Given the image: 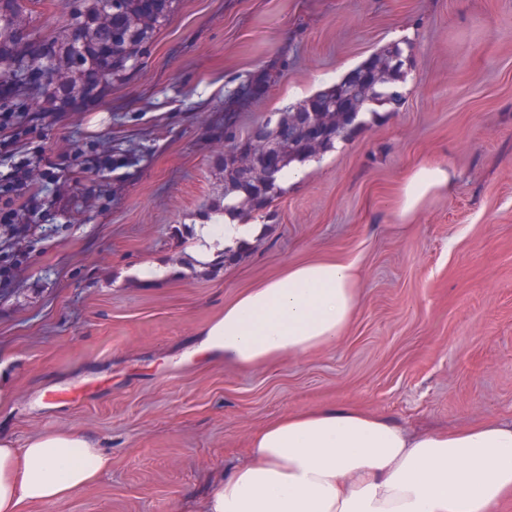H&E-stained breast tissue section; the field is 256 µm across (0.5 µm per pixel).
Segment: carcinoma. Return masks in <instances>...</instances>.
Masks as SVG:
<instances>
[{
  "label": "carcinoma",
  "mask_w": 512,
  "mask_h": 512,
  "mask_svg": "<svg viewBox=\"0 0 512 512\" xmlns=\"http://www.w3.org/2000/svg\"><path fill=\"white\" fill-rule=\"evenodd\" d=\"M39 3L0 0V81H25L37 71L41 94L54 102L76 92L93 95L101 83L125 79L143 63L174 0H64L71 23L61 37L35 48L18 19ZM395 57H403L402 49L387 46L340 81L277 113L276 120L258 123L244 138L230 136L221 163L224 195L213 211L227 209L225 201L234 194L240 217L265 210L280 192L277 179L284 168L349 139L364 124V114L395 101L388 87L405 64H394Z\"/></svg>",
  "instance_id": "1"
}]
</instances>
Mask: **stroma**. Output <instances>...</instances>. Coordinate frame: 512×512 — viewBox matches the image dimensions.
Returning a JSON list of instances; mask_svg holds the SVG:
<instances>
[{"label":"stroma","instance_id":"obj_1","mask_svg":"<svg viewBox=\"0 0 512 512\" xmlns=\"http://www.w3.org/2000/svg\"><path fill=\"white\" fill-rule=\"evenodd\" d=\"M68 23L63 0L21 19L36 42ZM402 40L397 101L257 214L240 259L195 267L188 232L224 193L227 133ZM0 108L43 118L0 178L30 161L47 222L19 245L0 233L18 262L0 292V432L21 448L76 428L112 460L30 512H196L257 430L325 406L411 431L512 423V0H176L101 98L55 105L28 84ZM86 143L111 166L85 173ZM421 163L457 181L405 223L399 189ZM313 259L362 277L340 341L254 369L192 354L243 291ZM149 260L168 277L130 276Z\"/></svg>","mask_w":512,"mask_h":512}]
</instances>
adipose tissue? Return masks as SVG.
<instances>
[{
    "label": "adipose tissue",
    "instance_id": "obj_1",
    "mask_svg": "<svg viewBox=\"0 0 512 512\" xmlns=\"http://www.w3.org/2000/svg\"><path fill=\"white\" fill-rule=\"evenodd\" d=\"M455 173L418 165L399 191L411 220L452 189ZM262 225L217 212L195 226L198 264L251 243ZM354 264L311 260L240 294L204 329L196 350L251 368L334 344L358 306ZM111 460L75 428L15 447L0 434V512L60 503L108 472ZM512 498V423L411 433L351 406L281 417L256 432L246 458L217 482L202 512H495Z\"/></svg>",
    "mask_w": 512,
    "mask_h": 512
}]
</instances>
